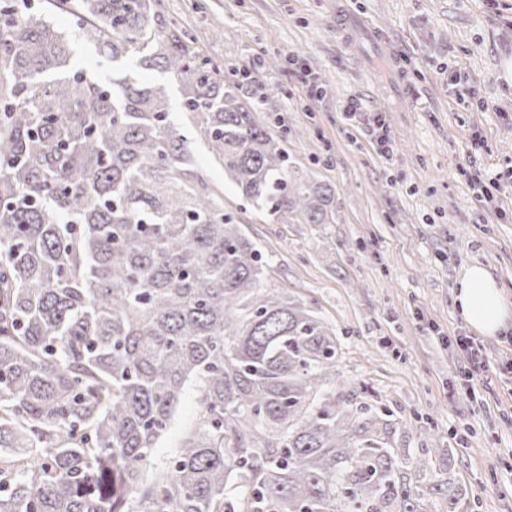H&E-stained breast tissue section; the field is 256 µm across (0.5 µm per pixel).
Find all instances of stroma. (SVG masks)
I'll list each match as a JSON object with an SVG mask.
<instances>
[{
  "mask_svg": "<svg viewBox=\"0 0 512 512\" xmlns=\"http://www.w3.org/2000/svg\"><path fill=\"white\" fill-rule=\"evenodd\" d=\"M159 9L250 101L273 96L260 121L300 173L336 190L333 223L272 221L189 133L225 209L272 256L266 287L288 289L333 325L344 381L406 423L399 447L423 449L430 468L453 449L472 490L467 512H512V318L478 337L477 378L442 342L468 329L454 286L469 266L485 267L512 302V0H161ZM51 20L71 37V68L111 76L76 16ZM380 119L385 156L371 135ZM489 175L499 182L487 200L479 183ZM197 414L190 385L156 462Z\"/></svg>",
  "mask_w": 512,
  "mask_h": 512,
  "instance_id": "obj_1",
  "label": "stroma"
}]
</instances>
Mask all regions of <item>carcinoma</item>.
<instances>
[{
  "mask_svg": "<svg viewBox=\"0 0 512 512\" xmlns=\"http://www.w3.org/2000/svg\"><path fill=\"white\" fill-rule=\"evenodd\" d=\"M160 0H49L115 64L68 67L45 13L0 0V512H463L453 449L426 477L403 423L341 381L333 328L288 290L202 174L271 220L330 224L224 68ZM200 410L153 462L188 384Z\"/></svg>",
  "mask_w": 512,
  "mask_h": 512,
  "instance_id": "obj_1",
  "label": "carcinoma"
}]
</instances>
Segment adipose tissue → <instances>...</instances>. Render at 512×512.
I'll return each mask as SVG.
<instances>
[{
    "label": "adipose tissue",
    "mask_w": 512,
    "mask_h": 512,
    "mask_svg": "<svg viewBox=\"0 0 512 512\" xmlns=\"http://www.w3.org/2000/svg\"><path fill=\"white\" fill-rule=\"evenodd\" d=\"M454 295L464 321L481 335H496L512 315V304L502 288L481 266L465 271L455 284Z\"/></svg>",
    "instance_id": "obj_1"
}]
</instances>
